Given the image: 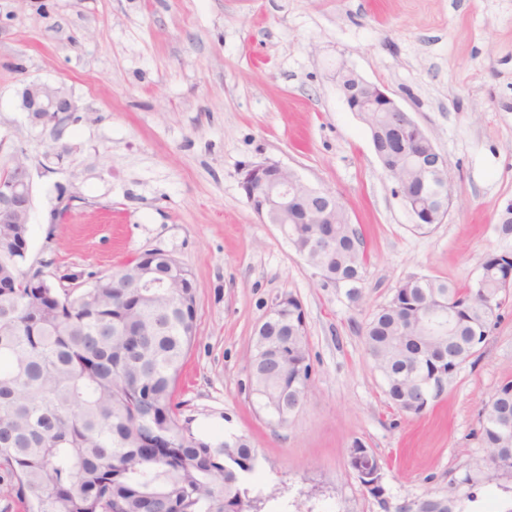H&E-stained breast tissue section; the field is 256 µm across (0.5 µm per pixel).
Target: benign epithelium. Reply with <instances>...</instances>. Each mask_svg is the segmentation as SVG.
I'll list each match as a JSON object with an SVG mask.
<instances>
[{
  "instance_id": "7a95c632",
  "label": "benign epithelium",
  "mask_w": 512,
  "mask_h": 512,
  "mask_svg": "<svg viewBox=\"0 0 512 512\" xmlns=\"http://www.w3.org/2000/svg\"><path fill=\"white\" fill-rule=\"evenodd\" d=\"M335 79L350 111L361 120L371 112H393L400 115L398 129L413 128L416 142L435 154L432 163L422 166L423 179L430 185L440 183L447 171L445 159L438 153L422 127L402 109L385 88L365 80L353 68L341 64ZM21 106L35 126H51L54 132L73 118L78 106L71 92L62 84L33 81L22 91ZM11 177L0 182V224H28L32 212V181L29 166L17 158L10 167ZM240 188L254 212L264 221L272 220L278 211H295L300 193H305L311 205L313 224L336 223V198L328 191L316 193L295 172L275 162L251 164L240 172ZM140 288L164 289L170 280L140 272L136 279ZM349 465L359 474L363 483L377 484L381 465L373 463V454L366 448L352 447L348 453Z\"/></svg>"
}]
</instances>
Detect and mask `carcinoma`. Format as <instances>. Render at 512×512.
I'll list each match as a JSON object with an SVG mask.
<instances>
[{
	"label": "carcinoma",
	"instance_id": "1",
	"mask_svg": "<svg viewBox=\"0 0 512 512\" xmlns=\"http://www.w3.org/2000/svg\"><path fill=\"white\" fill-rule=\"evenodd\" d=\"M393 145L377 142L387 169L403 166L406 208L419 230L440 219V200L422 190L421 175ZM288 239L325 283L340 282L353 302L361 297L364 242L336 210L330 252L316 249L310 224H286ZM20 227L0 224V479L29 499L31 512H252L246 476L257 458L248 438L214 440L177 416L174 394L187 348L196 335V310L184 300L192 288L142 294L131 270L135 259L92 288H33ZM512 281V243L484 257L464 285L431 277L395 287L391 301L365 327L374 367L393 405L419 413L414 380L432 374L435 360L418 355V331L409 316L452 308V327L435 342L448 362L475 355L490 316L500 310ZM288 334L273 325L255 334L250 362L260 410L285 423L301 408L309 380L304 311L298 298L279 302ZM480 437L495 473L512 472V401L484 409ZM456 497L422 501L426 512H458Z\"/></svg>",
	"mask_w": 512,
	"mask_h": 512
}]
</instances>
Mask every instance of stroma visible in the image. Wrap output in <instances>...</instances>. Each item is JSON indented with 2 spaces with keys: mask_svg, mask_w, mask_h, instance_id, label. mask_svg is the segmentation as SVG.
Returning <instances> with one entry per match:
<instances>
[{
  "mask_svg": "<svg viewBox=\"0 0 512 512\" xmlns=\"http://www.w3.org/2000/svg\"><path fill=\"white\" fill-rule=\"evenodd\" d=\"M383 85L444 157L452 203L416 229L369 133L333 80ZM64 84L79 112L59 135L20 108L24 84ZM32 176L28 263L51 283L112 274L163 251L195 282L197 335L181 418L247 436L259 512H400L430 496L512 512V474L486 481L479 413L512 381V299L427 409L395 407L364 327L412 276L459 284L499 246L512 201V0H0V167ZM276 162L336 194L369 256L362 298L323 286L239 187ZM297 297L314 373L302 409L268 424L248 360L275 297ZM380 459L377 488L348 465Z\"/></svg>",
  "mask_w": 512,
  "mask_h": 512,
  "instance_id": "obj_1",
  "label": "stroma"
}]
</instances>
